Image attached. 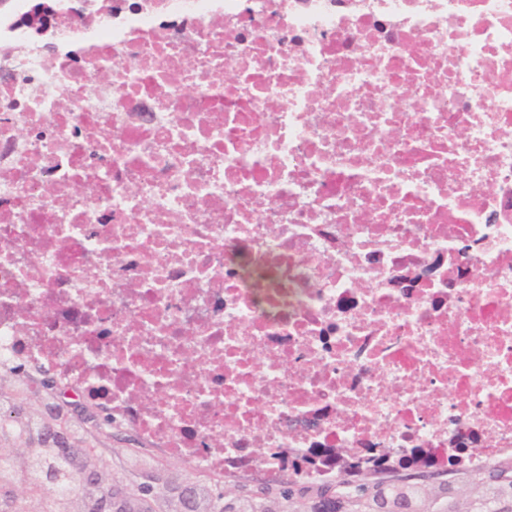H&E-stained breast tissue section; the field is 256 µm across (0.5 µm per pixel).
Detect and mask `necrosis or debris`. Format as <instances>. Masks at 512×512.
<instances>
[{
  "label": "necrosis or debris",
  "instance_id": "obj_1",
  "mask_svg": "<svg viewBox=\"0 0 512 512\" xmlns=\"http://www.w3.org/2000/svg\"><path fill=\"white\" fill-rule=\"evenodd\" d=\"M0 17V362L214 480L512 458V0Z\"/></svg>",
  "mask_w": 512,
  "mask_h": 512
}]
</instances>
